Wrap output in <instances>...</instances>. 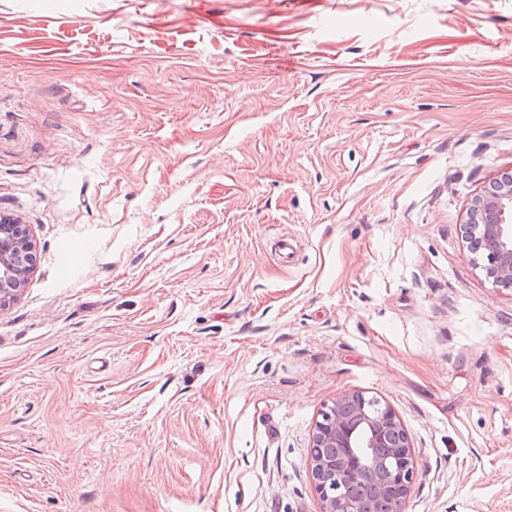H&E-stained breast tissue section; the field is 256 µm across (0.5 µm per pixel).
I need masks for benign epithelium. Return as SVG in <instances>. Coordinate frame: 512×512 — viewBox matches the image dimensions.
<instances>
[{
	"mask_svg": "<svg viewBox=\"0 0 512 512\" xmlns=\"http://www.w3.org/2000/svg\"><path fill=\"white\" fill-rule=\"evenodd\" d=\"M470 260L498 287L512 288V170L471 208L466 228ZM34 245L26 225L0 221V310L15 299L32 270ZM310 470L321 512H403L416 475L408 433L393 409L362 393L343 395L316 420Z\"/></svg>",
	"mask_w": 512,
	"mask_h": 512,
	"instance_id": "benign-epithelium-1",
	"label": "benign epithelium"
}]
</instances>
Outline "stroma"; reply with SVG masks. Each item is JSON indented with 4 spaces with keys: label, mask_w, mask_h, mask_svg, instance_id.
<instances>
[{
    "label": "stroma",
    "mask_w": 512,
    "mask_h": 512,
    "mask_svg": "<svg viewBox=\"0 0 512 512\" xmlns=\"http://www.w3.org/2000/svg\"><path fill=\"white\" fill-rule=\"evenodd\" d=\"M511 167L512 0H0V512H321L353 392L405 512H512ZM466 228L470 260L498 287L512 288V170L494 182L471 208ZM0 223V310L15 299L32 270L34 245L28 228L11 217ZM359 417L363 421L355 424ZM311 448L319 450L317 456L312 452L310 470L321 512H371L372 503L385 512L404 511L417 464L408 433L389 405L363 393L336 398L316 420ZM342 484L357 491L365 485L367 497L340 494Z\"/></svg>",
    "instance_id": "1"
}]
</instances>
